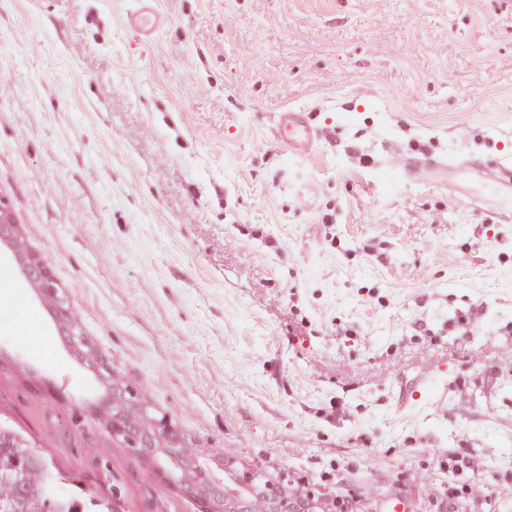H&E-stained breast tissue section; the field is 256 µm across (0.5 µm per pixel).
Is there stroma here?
Listing matches in <instances>:
<instances>
[{
  "label": "stroma",
  "mask_w": 512,
  "mask_h": 512,
  "mask_svg": "<svg viewBox=\"0 0 512 512\" xmlns=\"http://www.w3.org/2000/svg\"><path fill=\"white\" fill-rule=\"evenodd\" d=\"M0 0V420L91 497L196 512L112 436L113 375L187 447L322 512H512V221L397 153L512 162V0ZM320 132L305 155L279 113ZM139 9L128 17L129 25L138 30L144 37L149 38L165 25V18L159 14L150 2L139 0ZM319 139V131L310 126L301 111L282 112L278 119V144L292 154L310 150ZM15 222L4 203L0 201V242L5 243L14 251V256L20 270L38 288L53 294L55 284L49 269L34 255L22 252L17 246L18 229L15 230Z\"/></svg>",
  "instance_id": "obj_1"
}]
</instances>
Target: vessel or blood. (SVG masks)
Here are the masks:
<instances>
[{
  "instance_id": "b4317fda",
  "label": "vessel or blood",
  "mask_w": 512,
  "mask_h": 512,
  "mask_svg": "<svg viewBox=\"0 0 512 512\" xmlns=\"http://www.w3.org/2000/svg\"><path fill=\"white\" fill-rule=\"evenodd\" d=\"M129 25L144 37H151L165 24L164 17L152 6L151 0H139V8L128 17ZM319 138L316 128L310 126L302 112L280 113L278 142L288 152L302 154L310 150ZM392 165L411 181L426 185H447L459 175H467L482 189L481 202L498 214L512 211V166L500 163L483 166L474 162L458 164L436 159H415L403 154L394 155Z\"/></svg>"
}]
</instances>
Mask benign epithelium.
Listing matches in <instances>:
<instances>
[{
	"instance_id": "obj_1",
	"label": "benign epithelium",
	"mask_w": 512,
	"mask_h": 512,
	"mask_svg": "<svg viewBox=\"0 0 512 512\" xmlns=\"http://www.w3.org/2000/svg\"><path fill=\"white\" fill-rule=\"evenodd\" d=\"M18 231L15 222L4 203L0 202V242L5 243L14 251L16 262L25 276L36 287L52 294L55 284L49 269L34 255L27 254L17 246ZM114 410L118 414L112 419V432L122 434L126 443L135 448V452L147 457L154 450L155 443L169 446L168 453L179 459L183 476L179 478L178 489L184 495L198 500L202 504V512H318L319 503L308 494L299 491H288V484H272L252 469H230L234 461L222 459L224 472L244 492L239 499L223 497V490L206 480L203 469L198 466L197 454L183 447V443L171 437L167 428L163 432L153 434L146 432L137 441L130 440L126 425L132 424L139 428V423L146 421L153 426L160 422L149 417L145 408L137 406L133 397L125 394L113 396Z\"/></svg>"
}]
</instances>
